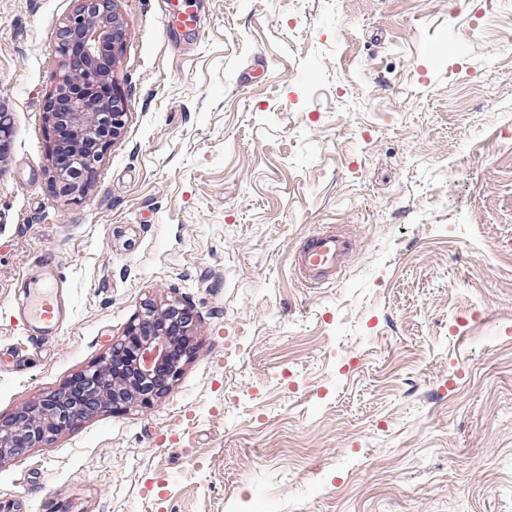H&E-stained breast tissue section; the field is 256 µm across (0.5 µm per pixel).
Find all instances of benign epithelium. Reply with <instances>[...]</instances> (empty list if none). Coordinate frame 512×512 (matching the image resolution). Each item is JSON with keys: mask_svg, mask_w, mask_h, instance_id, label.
I'll use <instances>...</instances> for the list:
<instances>
[{"mask_svg": "<svg viewBox=\"0 0 512 512\" xmlns=\"http://www.w3.org/2000/svg\"><path fill=\"white\" fill-rule=\"evenodd\" d=\"M126 24L117 0H76L56 33L61 70L48 93L44 117L49 160L60 154L82 174L74 177L51 164L49 178L62 197L82 195L84 182L126 125V98L116 77ZM191 308L178 299L151 301L112 344L110 353L70 383L0 418V462L51 443L110 403L147 407L170 393L191 358Z\"/></svg>", "mask_w": 512, "mask_h": 512, "instance_id": "obj_1", "label": "benign epithelium"}]
</instances>
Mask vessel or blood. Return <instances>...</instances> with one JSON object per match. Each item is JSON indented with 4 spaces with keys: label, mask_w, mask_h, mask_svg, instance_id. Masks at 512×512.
Instances as JSON below:
<instances>
[{
    "label": "vessel or blood",
    "mask_w": 512,
    "mask_h": 512,
    "mask_svg": "<svg viewBox=\"0 0 512 512\" xmlns=\"http://www.w3.org/2000/svg\"><path fill=\"white\" fill-rule=\"evenodd\" d=\"M168 24L184 30L197 27L198 16L189 0H166ZM352 236L331 230L307 235L293 257V272L307 288L332 286L343 261L353 253ZM58 262L47 258L39 263V274L26 288V301L18 308L20 322L33 342L48 344L56 340L69 318L65 290L58 276Z\"/></svg>",
    "instance_id": "obj_1"
}]
</instances>
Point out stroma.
<instances>
[{
    "label": "stroma",
    "instance_id": "obj_1",
    "mask_svg": "<svg viewBox=\"0 0 512 512\" xmlns=\"http://www.w3.org/2000/svg\"><path fill=\"white\" fill-rule=\"evenodd\" d=\"M193 3L187 32L120 0L126 126L75 202L43 117L75 0H0V417L145 301L195 319L166 397L1 462L0 512H512V0ZM323 227L357 247L301 287ZM46 253L70 318L39 345ZM355 239L336 231H314L307 235L293 257V272L305 288L332 286L342 262L353 253ZM39 274L26 288V301L18 308L17 320L28 338L42 345L52 343L59 336L69 318L65 289L60 285L54 258L39 260Z\"/></svg>",
    "mask_w": 512,
    "mask_h": 512
}]
</instances>
